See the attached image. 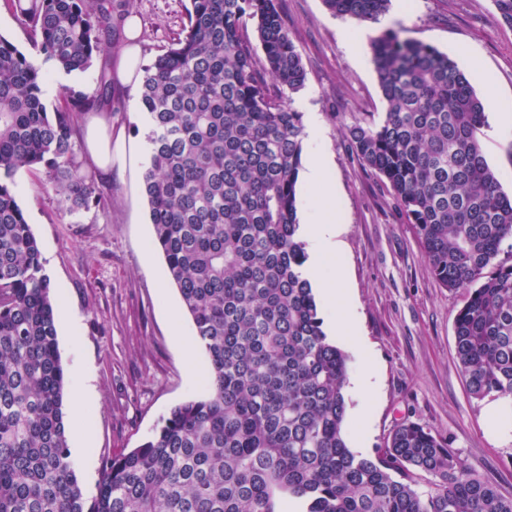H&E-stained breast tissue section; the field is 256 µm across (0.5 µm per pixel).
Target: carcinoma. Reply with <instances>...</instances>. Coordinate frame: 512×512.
<instances>
[{
    "instance_id": "obj_1",
    "label": "carcinoma",
    "mask_w": 512,
    "mask_h": 512,
    "mask_svg": "<svg viewBox=\"0 0 512 512\" xmlns=\"http://www.w3.org/2000/svg\"><path fill=\"white\" fill-rule=\"evenodd\" d=\"M377 22L392 0H323ZM32 52L0 36V512H512L448 442L402 422L372 455L344 424L349 357L327 336L307 275L297 184L306 71L278 0H190L174 42L142 66L149 125L142 189L153 246L207 356L208 387L173 407L140 446L104 461L86 498L70 460L53 285L16 199L21 170L44 171L62 210L110 197L79 158L80 117L112 101L48 110L44 64L84 71L115 51L113 0H6ZM253 24L263 57L243 29ZM386 112L347 140L390 184L433 278L466 294L454 322L469 394L512 397V196L488 165L487 124L469 77L430 44L388 31L370 41ZM432 477L426 494L416 477Z\"/></svg>"
}]
</instances>
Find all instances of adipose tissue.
Wrapping results in <instances>:
<instances>
[{"instance_id":"adipose-tissue-1","label":"adipose tissue","mask_w":512,"mask_h":512,"mask_svg":"<svg viewBox=\"0 0 512 512\" xmlns=\"http://www.w3.org/2000/svg\"><path fill=\"white\" fill-rule=\"evenodd\" d=\"M124 33L130 44L111 65L110 76L113 83L121 87L136 86L140 74L136 70L139 47V22L135 15H127L124 21ZM85 144L88 153L103 177L112 173V155L120 153L124 159H131L133 145L124 132L112 130V107L102 104L93 109L85 128ZM329 161L323 155H315L308 163L304 178L314 189V200L321 212L317 222L309 225L306 234L315 247L316 282L322 298L328 304L340 308L344 305L348 293L346 277L342 267L332 266L331 261L338 251V238L341 227L333 213L336 188L328 175ZM337 331L344 336L351 335L352 328L347 313L342 312L336 321Z\"/></svg>"}]
</instances>
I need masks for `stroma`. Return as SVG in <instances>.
Segmentation results:
<instances>
[{
  "label": "stroma",
  "mask_w": 512,
  "mask_h": 512,
  "mask_svg": "<svg viewBox=\"0 0 512 512\" xmlns=\"http://www.w3.org/2000/svg\"><path fill=\"white\" fill-rule=\"evenodd\" d=\"M139 16L140 63L151 64L187 22L189 0H126ZM281 12L306 70L295 94L303 114H316L319 138L304 141L305 155L328 154L336 184V219L342 226L338 263L347 274V312L363 342L336 344L350 358L345 435L353 451L372 452L405 420L444 437L449 448L486 480L512 495V443L490 441L483 428V400L465 388L456 359L454 319L461 293L429 273L415 231L386 179L350 151L345 132L354 118L385 109L371 53L354 56L343 32L354 20L332 14L323 0H280ZM396 31L447 54L472 78L478 96L495 95L512 113V27L493 0H393L372 25V35ZM105 65L94 59L83 72L63 76L50 69L45 99L60 90L93 95ZM503 113L487 115L480 142L489 166L512 194V129ZM112 123L146 147L148 127L138 92L112 100ZM141 169H113L99 187L112 196L110 209L62 211L44 175L16 176L17 201L39 243L55 302L66 305L70 324H58L62 363L70 386L87 382L82 408L67 406V424L87 420L91 438H70V458L86 496L96 493L106 456L138 447L162 416L207 385L202 348L186 355L195 337L179 292L152 246L153 229L142 194ZM372 369L375 388L353 382Z\"/></svg>",
  "instance_id": "obj_1"
}]
</instances>
